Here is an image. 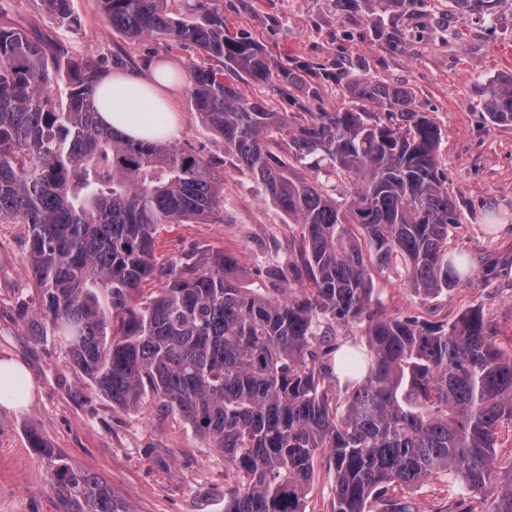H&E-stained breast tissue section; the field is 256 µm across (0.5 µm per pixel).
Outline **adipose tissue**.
Segmentation results:
<instances>
[{
    "label": "adipose tissue",
    "instance_id": "1",
    "mask_svg": "<svg viewBox=\"0 0 512 512\" xmlns=\"http://www.w3.org/2000/svg\"><path fill=\"white\" fill-rule=\"evenodd\" d=\"M179 82V76L167 67L146 76L131 70L106 75L94 91L99 118L137 141L176 138L180 121L173 92ZM31 395L32 382L25 367L0 360V406L24 409Z\"/></svg>",
    "mask_w": 512,
    "mask_h": 512
}]
</instances>
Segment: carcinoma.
Segmentation results:
<instances>
[{
    "instance_id": "carcinoma-1",
    "label": "carcinoma",
    "mask_w": 512,
    "mask_h": 512,
    "mask_svg": "<svg viewBox=\"0 0 512 512\" xmlns=\"http://www.w3.org/2000/svg\"><path fill=\"white\" fill-rule=\"evenodd\" d=\"M75 30L72 0H41ZM98 0L112 29L191 44L217 65L186 69L191 105L224 149L302 224L307 283L275 299L246 287L238 258L214 249L155 261L165 224L215 211L224 176L173 140L136 141L103 126L93 104L100 67L55 44L51 57L19 29L0 28V223L29 226L28 268L47 318L44 335L99 392L123 408L156 394L238 473L224 512H304L316 453L336 473L334 512H366L371 497L444 477L512 512V467L496 465L512 431V348L473 307L448 323L388 316L373 303L359 239L377 262L400 255L414 293L450 292L470 278L448 254L460 223L438 165L442 130L408 89L336 72L351 106L278 112L224 84V71L262 84L274 69L263 46L231 32L214 0ZM460 15L491 17L505 0H452ZM65 86L57 102L48 66ZM380 111L375 116L364 108ZM490 123H512V72L490 83ZM354 184L338 199L292 172ZM165 281L140 298L143 284ZM362 323V343L332 342L334 327ZM54 512H135L97 474L78 470L37 435Z\"/></svg>"
}]
</instances>
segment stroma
Returning a JSON list of instances; mask_svg holds the SVG:
<instances>
[{"mask_svg":"<svg viewBox=\"0 0 512 512\" xmlns=\"http://www.w3.org/2000/svg\"><path fill=\"white\" fill-rule=\"evenodd\" d=\"M231 31H246L276 65L297 68L295 88L278 90L225 74V84L261 98L279 112H333L348 99L337 66L356 77H376L407 88L417 110L443 131L439 161L460 222L450 228L448 250L466 257L471 282L450 293L418 297L401 257L370 263L378 308L452 322L481 308L503 338L512 337V124L485 119L484 89L512 72V0L492 19L463 18L451 0H427L413 12L341 10L336 0H220ZM77 30L60 28L40 0H0V28L66 42L77 56L107 72L115 60L151 73L166 64L185 72L199 55L192 46L167 48L160 38L135 40L113 31L97 0H72ZM182 116L178 144L202 156L224 176V200L203 224H174L159 232L156 256L166 263L207 248L228 249L252 288L295 286L306 276L299 258L301 228L266 194L260 180L224 149L223 139L194 112L187 88L173 93ZM28 227L0 223V359L23 363L35 390L21 411L0 406V512H53L47 468L29 445L39 435L74 467L95 472L135 512H224V497L238 474L223 453L195 434L154 394L122 408L95 390L63 348L41 336L42 319L28 273ZM496 272L483 277L487 257ZM405 498L414 512H461L460 491L443 479L422 483ZM334 464L317 453L304 501L306 512H333Z\"/></svg>","mask_w":512,"mask_h":512,"instance_id":"stroma-1","label":"stroma"}]
</instances>
